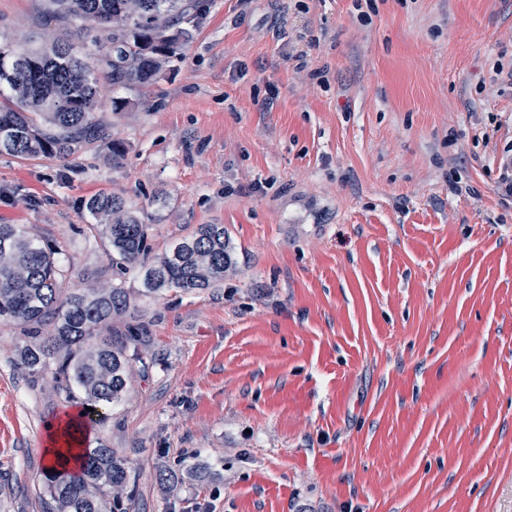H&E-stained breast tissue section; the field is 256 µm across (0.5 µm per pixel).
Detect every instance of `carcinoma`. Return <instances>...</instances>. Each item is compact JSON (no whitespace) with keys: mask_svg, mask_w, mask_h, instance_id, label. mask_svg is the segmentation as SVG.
<instances>
[{"mask_svg":"<svg viewBox=\"0 0 512 512\" xmlns=\"http://www.w3.org/2000/svg\"><path fill=\"white\" fill-rule=\"evenodd\" d=\"M52 2L78 30L94 34L93 44L109 45L101 56V74L60 42L39 50L16 47L15 56L0 57V89L9 90V104L0 106V154L66 160L105 138L106 129L94 116L99 78L123 89L152 84L189 40L186 25L201 14L204 0ZM86 207L96 220L89 231L109 246L113 277L138 271L142 296L215 288L234 265L222 224H201L156 253L148 225L122 196L98 193ZM130 305V293L116 282L63 293L55 249L30 236L23 224L0 223V320L23 327L31 338L19 362L34 379L50 377L64 390L75 386L92 408L120 401L129 381L126 342L141 331L131 325L115 328ZM80 459L78 472H47V512H106L109 506L140 512L126 463L113 449L100 443ZM184 477L207 486L218 473L194 454L191 462L160 474L159 481Z\"/></svg>","mask_w":512,"mask_h":512,"instance_id":"1","label":"carcinoma"}]
</instances>
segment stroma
I'll return each mask as SVG.
<instances>
[{
  "mask_svg": "<svg viewBox=\"0 0 512 512\" xmlns=\"http://www.w3.org/2000/svg\"><path fill=\"white\" fill-rule=\"evenodd\" d=\"M207 0L151 85L102 82L106 139L0 155V221L112 281L86 200L122 196L163 251L223 225L219 287L139 297L128 392L86 447L127 457L145 512H512V0ZM90 38L0 0V43ZM125 153L112 158L113 142ZM0 322V512H41L47 426L84 409ZM196 453L221 480L162 489Z\"/></svg>",
  "mask_w": 512,
  "mask_h": 512,
  "instance_id": "obj_1",
  "label": "stroma"
}]
</instances>
